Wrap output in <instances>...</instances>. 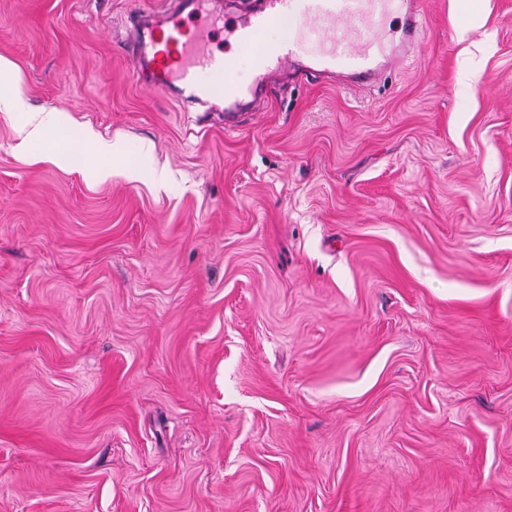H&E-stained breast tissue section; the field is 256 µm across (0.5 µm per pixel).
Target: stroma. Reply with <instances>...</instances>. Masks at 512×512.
<instances>
[{"label":"stroma","instance_id":"stroma-1","mask_svg":"<svg viewBox=\"0 0 512 512\" xmlns=\"http://www.w3.org/2000/svg\"><path fill=\"white\" fill-rule=\"evenodd\" d=\"M156 7L0 0L64 120L0 107V512H512V0L233 130L122 54ZM59 126V113L53 109H43L33 113L22 130V139L18 148L28 151L37 142H41L46 132Z\"/></svg>","mask_w":512,"mask_h":512}]
</instances>
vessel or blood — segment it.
<instances>
[{
	"mask_svg": "<svg viewBox=\"0 0 512 512\" xmlns=\"http://www.w3.org/2000/svg\"><path fill=\"white\" fill-rule=\"evenodd\" d=\"M422 13V0H267L264 10L240 18L206 8L205 0H169L164 10L133 17L120 48L149 73L158 91L177 88L181 98L201 106L223 97L232 120L269 76L288 66L304 80L376 82L386 70L378 57L390 35L399 37V56L420 50ZM284 18L292 22L287 44L257 56L251 84L236 83L232 50L254 43ZM301 39L315 44L305 59L297 53Z\"/></svg>",
	"mask_w": 512,
	"mask_h": 512,
	"instance_id": "obj_1",
	"label": "vessel or blood"
}]
</instances>
